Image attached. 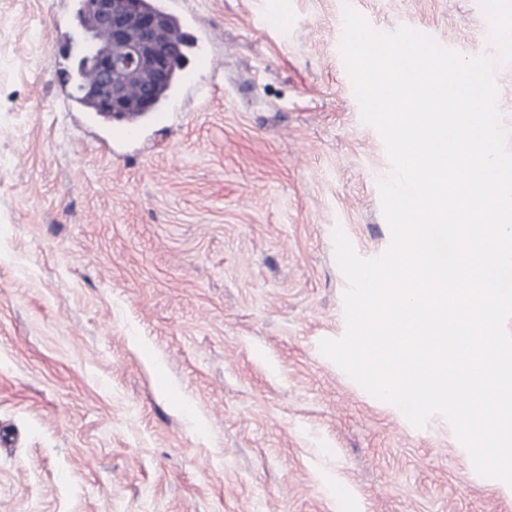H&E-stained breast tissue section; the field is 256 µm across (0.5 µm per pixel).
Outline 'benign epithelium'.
Returning a JSON list of instances; mask_svg holds the SVG:
<instances>
[{
    "label": "benign epithelium",
    "instance_id": "benign-epithelium-1",
    "mask_svg": "<svg viewBox=\"0 0 512 512\" xmlns=\"http://www.w3.org/2000/svg\"><path fill=\"white\" fill-rule=\"evenodd\" d=\"M81 61L94 74L79 91L86 101L110 117L124 112L127 99L113 84L121 74L137 82L143 72L153 83L139 87L141 105L156 104L154 85L171 79L180 45L163 40L160 29L165 14L144 5L143 0H81Z\"/></svg>",
    "mask_w": 512,
    "mask_h": 512
}]
</instances>
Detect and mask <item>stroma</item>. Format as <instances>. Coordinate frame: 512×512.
<instances>
[{
	"instance_id": "stroma-1",
	"label": "stroma",
	"mask_w": 512,
	"mask_h": 512,
	"mask_svg": "<svg viewBox=\"0 0 512 512\" xmlns=\"http://www.w3.org/2000/svg\"><path fill=\"white\" fill-rule=\"evenodd\" d=\"M348 5L487 50L478 0H182L202 91L120 139L76 100L79 0H0V512H512L320 349L334 229L391 241Z\"/></svg>"
}]
</instances>
